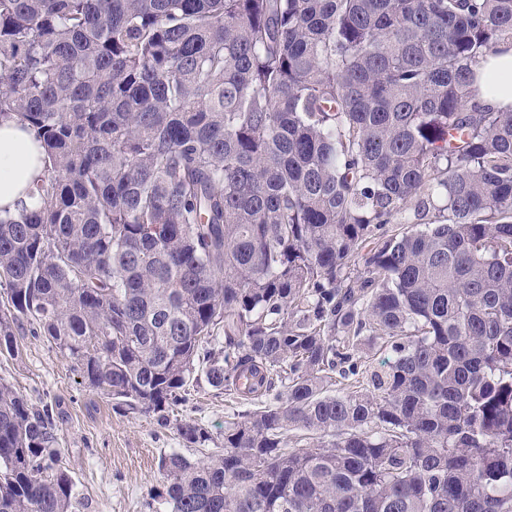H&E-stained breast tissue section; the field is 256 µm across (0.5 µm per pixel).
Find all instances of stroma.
<instances>
[{
	"mask_svg": "<svg viewBox=\"0 0 512 512\" xmlns=\"http://www.w3.org/2000/svg\"><path fill=\"white\" fill-rule=\"evenodd\" d=\"M14 353L0 354V382L35 408L49 409L59 439V464L74 482L73 512H156L162 455L190 460L224 445V424L238 404L206 380L189 382L185 400L160 423L154 414L132 413L83 382L66 355L45 337L20 328ZM191 419L210 440L190 447L178 435V419Z\"/></svg>",
	"mask_w": 512,
	"mask_h": 512,
	"instance_id": "1",
	"label": "stroma"
}]
</instances>
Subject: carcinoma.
<instances>
[{
  "mask_svg": "<svg viewBox=\"0 0 512 512\" xmlns=\"http://www.w3.org/2000/svg\"><path fill=\"white\" fill-rule=\"evenodd\" d=\"M509 40L512 0H0L45 153L0 354L27 322L130 410L249 405L160 457L164 512H512V111L471 90ZM58 447L0 383V512H71Z\"/></svg>",
  "mask_w": 512,
  "mask_h": 512,
  "instance_id": "cac0c4a2",
  "label": "carcinoma"
}]
</instances>
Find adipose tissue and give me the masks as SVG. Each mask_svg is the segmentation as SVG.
Instances as JSON below:
<instances>
[{"instance_id": "adipose-tissue-1", "label": "adipose tissue", "mask_w": 512, "mask_h": 512, "mask_svg": "<svg viewBox=\"0 0 512 512\" xmlns=\"http://www.w3.org/2000/svg\"><path fill=\"white\" fill-rule=\"evenodd\" d=\"M473 96L493 111L512 110V43L502 44L498 53L475 69ZM42 149L27 126L18 120L0 122V212H15L32 205L30 188L41 179Z\"/></svg>"}]
</instances>
